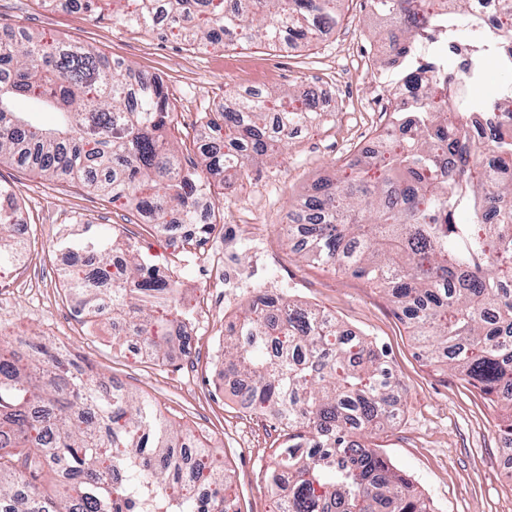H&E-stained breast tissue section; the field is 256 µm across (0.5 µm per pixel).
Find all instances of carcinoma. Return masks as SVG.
<instances>
[{"label":"carcinoma","instance_id":"1","mask_svg":"<svg viewBox=\"0 0 512 512\" xmlns=\"http://www.w3.org/2000/svg\"><path fill=\"white\" fill-rule=\"evenodd\" d=\"M343 0H109L132 30L164 26L192 44L228 36L304 46L336 27ZM489 25L512 38V0H494ZM382 26L420 45L419 21L471 17L473 0H370ZM402 86L419 101L399 132L377 137L350 171L315 183L286 238L306 224L298 250L379 287L401 311L420 355L456 371L491 402L512 409V100L481 122L460 111L449 81L432 84L408 46ZM23 98L59 116L43 126L14 109ZM315 98L298 103L257 93L212 113L201 164L184 166L171 141L175 118L164 85L85 46L27 28L0 37V162L30 154L48 179L78 182L129 205L159 233L186 242L213 231L210 176L224 185L276 159L318 121ZM15 194L0 187V269L25 252L12 237ZM73 244L64 275L77 313L112 315V339L138 337L147 357L168 361L189 334L173 283L118 235L92 231ZM224 373L245 378L257 412L271 409L283 442L264 474L276 512H430L414 483L372 438L392 419L397 385L373 343L322 311L258 298L224 327ZM183 432L141 399L76 368L27 336H0V512H139L144 489L157 512H229L224 459L202 442L177 457ZM48 470L65 503L26 478ZM204 486L203 501L192 487Z\"/></svg>","mask_w":512,"mask_h":512}]
</instances>
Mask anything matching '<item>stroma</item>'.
Segmentation results:
<instances>
[{
    "label": "stroma",
    "instance_id": "obj_1",
    "mask_svg": "<svg viewBox=\"0 0 512 512\" xmlns=\"http://www.w3.org/2000/svg\"><path fill=\"white\" fill-rule=\"evenodd\" d=\"M0 18L93 47L160 78L176 116L172 134L186 166L201 159L195 140L204 114L240 94L243 84L256 80L261 92L289 91L299 100L315 94L322 113L277 163L249 166L233 195L213 187L220 222L208 240L216 252H228L244 274L224 290L206 288L198 246L174 247L169 237L141 223L136 212L78 185L0 164V184L14 189L26 226L25 259L0 281L1 330L19 328L27 336L66 346L81 367L146 396L164 419L205 436L223 454L238 512H274L264 473L280 430L275 420L239 409L215 355L225 309L240 312L252 289L281 286L284 295L330 313L384 351L399 384L400 411L377 436V449L414 482L431 512H512V474L498 466L505 446L499 427L511 413L454 371L422 358L400 311L381 289L342 270L306 263L282 232L289 210L310 185L336 173L357 153L360 143L352 139L351 129L373 132L393 121L392 113L370 109L398 75L378 65L383 54L370 34L368 0H344L335 30L297 49L236 39L215 47L191 46L156 30L133 31L110 19L58 9L53 0H0ZM448 72L464 107L475 100L494 101L512 85V71H489L472 86L458 76L456 66ZM247 222L267 226L273 261L263 262L254 238L239 233V225ZM88 224L114 226L166 269L188 297H200L186 356L165 363L150 360L135 341L113 343L111 319L101 318L90 332L73 317V302L63 287L60 243Z\"/></svg>",
    "mask_w": 512,
    "mask_h": 512
}]
</instances>
